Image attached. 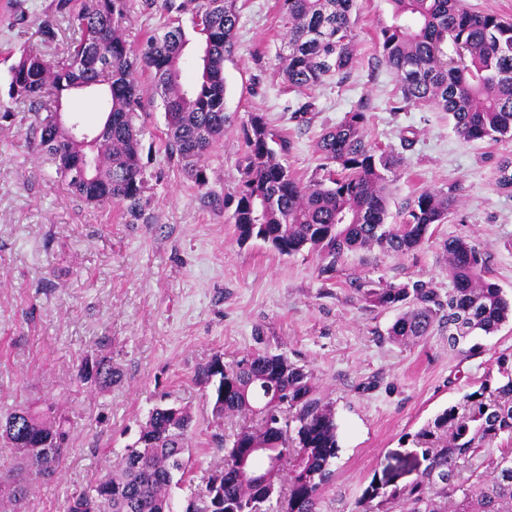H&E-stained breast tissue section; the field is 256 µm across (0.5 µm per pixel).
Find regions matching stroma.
I'll list each match as a JSON object with an SVG mask.
<instances>
[{
	"instance_id": "stroma-1",
	"label": "stroma",
	"mask_w": 512,
	"mask_h": 512,
	"mask_svg": "<svg viewBox=\"0 0 512 512\" xmlns=\"http://www.w3.org/2000/svg\"><path fill=\"white\" fill-rule=\"evenodd\" d=\"M238 7L235 51L224 62L229 121L203 160L206 187L167 150L162 101L142 73L144 106L134 122L145 184L132 217L72 195L38 151L28 104L8 96L20 52L64 60L75 21L57 16L54 0H0V412L53 403L71 423L60 472L36 486L26 512H64L67 497L116 464L149 411L165 403L193 417L187 480L172 494L181 512L192 487L223 461L216 435L242 423L213 416L212 387L198 371L214 358L229 363L254 351L285 355L313 374L339 434L319 512H354L370 480L409 451L412 435L478 389L500 354H512V322L491 336L475 334L483 351L469 356L449 348L440 331L409 346L391 342L396 310L361 300L369 290L417 280L447 293L441 244L450 237L480 244L490 273L512 296V192L495 182L498 162L512 156V137L467 142L431 107L393 111L396 81L379 46L389 0H357L350 75L307 91L284 88L278 0H238ZM48 19L57 36L46 43L40 28ZM166 22L159 7L130 0L125 38L139 46ZM361 102L367 142L404 158L389 176V222L420 191L436 189L458 200L447 223L412 253L350 251L328 274L311 250L286 256L259 240L240 242L230 202L241 184L249 113L265 114L272 131L291 141L283 162L306 182L321 164L315 147L323 130ZM90 355L111 358L121 373L106 390L74 380Z\"/></svg>"
}]
</instances>
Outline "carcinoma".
Here are the masks:
<instances>
[{"mask_svg": "<svg viewBox=\"0 0 512 512\" xmlns=\"http://www.w3.org/2000/svg\"><path fill=\"white\" fill-rule=\"evenodd\" d=\"M238 0H162L169 20L135 51L123 34L128 0H85L79 37L68 62L56 64L23 51L10 69L9 97L36 107L61 101L75 84L106 85L110 136L82 146L65 129L39 125L40 145L71 192L94 205H118L137 217L144 172L139 130L133 123L140 96L136 76L147 71L160 95L165 137L182 168L203 188L204 157L224 137V61L235 46ZM392 23L380 29L383 60L396 78L393 110L427 105L448 115L466 141L512 137V21L463 7L461 0H389ZM286 29L279 58L288 88L312 90L346 78L354 65V0H279ZM203 42L200 73L182 82L189 34L181 16ZM364 106L346 113L316 144L323 174L304 183L282 160L290 142L275 140L262 115L244 127L243 181L232 222L239 240L259 239L282 255L305 248L329 259L330 272L353 250L404 255L416 250L455 206L441 190L427 189L403 205L399 221L386 222L388 174L403 158L379 152L364 136ZM92 155L94 177L77 180L71 168ZM496 185L512 191V157L496 167ZM451 288L446 298L424 281L369 291L364 301L400 311L388 330L408 345L448 329V346L464 344L476 331L495 334L512 320V301L490 276L480 248L465 237L443 243ZM488 375L462 402L434 416L411 436L408 455L424 468L409 484L374 477L356 512H512V355L496 359ZM201 375L214 381L213 414L256 419L234 435L224 462L191 495L185 512H319L322 487L332 477L339 448L331 405L316 396L313 374L281 354L251 352L228 365L216 358ZM120 378L111 359H85L75 381L101 389ZM189 411L174 404L154 407L115 469L90 489L73 493L66 512H173V488L188 473L184 459L192 429ZM0 438L13 449L0 468V507L23 512L37 481L50 477L67 453L68 419L55 407L18 406L0 416ZM264 451L263 474L242 469L244 452Z\"/></svg>", "mask_w": 512, "mask_h": 512, "instance_id": "1", "label": "carcinoma"}]
</instances>
